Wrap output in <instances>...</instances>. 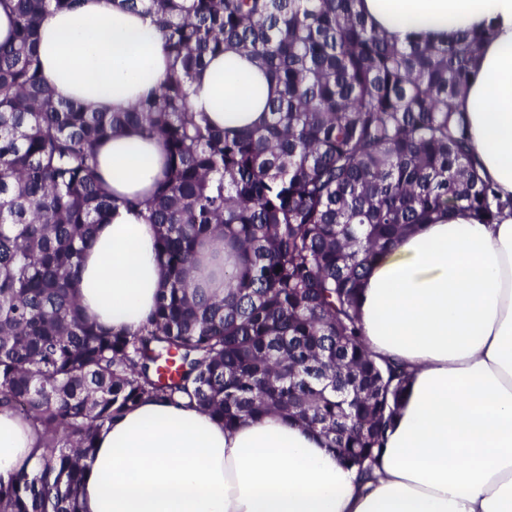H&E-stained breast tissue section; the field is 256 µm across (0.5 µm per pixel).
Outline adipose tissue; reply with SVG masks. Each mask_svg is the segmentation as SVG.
Segmentation results:
<instances>
[{"label":"adipose tissue","instance_id":"adipose-tissue-1","mask_svg":"<svg viewBox=\"0 0 512 512\" xmlns=\"http://www.w3.org/2000/svg\"><path fill=\"white\" fill-rule=\"evenodd\" d=\"M360 9L399 44L484 33L457 104L482 177L512 197V0H361ZM38 54L56 98L100 112L126 111L170 66L151 18L112 0L48 15ZM272 93L256 59L227 51L197 75L191 102L237 131L262 122ZM98 161L113 194L145 198L166 152L128 130ZM164 283L154 225L123 208L97 225L76 284L86 317L135 332ZM360 315L369 348L412 369L374 481L358 485L297 422L267 415L228 428L195 406L152 400L98 436L82 512H512V214L483 224L460 208L401 236L370 265ZM41 454L30 425L0 407V482L34 473Z\"/></svg>","mask_w":512,"mask_h":512}]
</instances>
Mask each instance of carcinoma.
<instances>
[{
	"label": "carcinoma",
	"instance_id": "obj_1",
	"mask_svg": "<svg viewBox=\"0 0 512 512\" xmlns=\"http://www.w3.org/2000/svg\"><path fill=\"white\" fill-rule=\"evenodd\" d=\"M78 2L0 0L15 17L0 44V406L45 449L37 474L0 484V512H79L98 433L147 400L226 426L278 413L372 480L411 372L362 342L370 263L443 210L482 224L512 212L452 105L483 35L399 46L359 0H112L152 18L171 65L129 111L96 112L56 99L39 70L40 24ZM227 49L275 86L255 128L191 109V82ZM127 129L166 148L145 200L113 195L98 171L101 145ZM120 207L156 225L166 274L134 334L89 322L75 292L96 225ZM215 238L235 259L221 291L193 283Z\"/></svg>",
	"mask_w": 512,
	"mask_h": 512
}]
</instances>
